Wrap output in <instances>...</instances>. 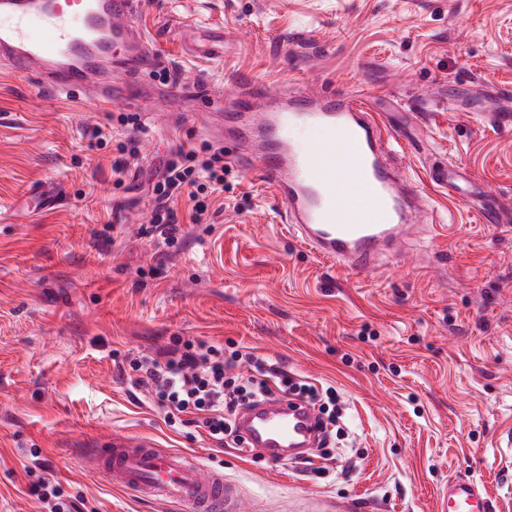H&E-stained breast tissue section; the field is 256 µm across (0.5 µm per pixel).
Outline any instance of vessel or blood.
Wrapping results in <instances>:
<instances>
[{"label":"vessel or blood","instance_id":"b4317fda","mask_svg":"<svg viewBox=\"0 0 512 512\" xmlns=\"http://www.w3.org/2000/svg\"><path fill=\"white\" fill-rule=\"evenodd\" d=\"M137 0H0V68L40 90L78 93L101 110L141 98L155 65ZM263 85L240 89V109L224 131L237 165L258 175L282 202L293 231L317 255L352 272L374 270L398 254L424 215L417 186L387 162L393 139L369 103L343 92L309 89L264 107ZM55 183L33 188L36 210L57 204ZM253 447L296 456L314 447L316 413L305 402L269 398L238 422ZM87 463L143 498L189 512H241L233 488L182 452L127 437L102 442ZM482 484L444 483L437 512H494Z\"/></svg>","mask_w":512,"mask_h":512}]
</instances>
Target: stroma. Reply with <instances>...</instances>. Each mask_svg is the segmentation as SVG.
Masks as SVG:
<instances>
[{
	"instance_id": "35a3bbf8",
	"label": "stroma",
	"mask_w": 512,
	"mask_h": 512,
	"mask_svg": "<svg viewBox=\"0 0 512 512\" xmlns=\"http://www.w3.org/2000/svg\"><path fill=\"white\" fill-rule=\"evenodd\" d=\"M186 17L194 27H180ZM140 20L174 102L146 119L122 185L123 106L97 111L0 70V204L49 180L62 188L55 209L0 220V512H40L28 492L40 474L80 512H181L84 467L80 454L105 435L191 454L223 473L245 512H436L451 477L512 512V466L495 447L512 427V222L482 223L474 204L488 190L512 210V129L491 124L498 103L484 94L512 88V0H141ZM202 29L223 32V58L190 56ZM255 80L274 96L366 93L398 130L395 158L433 226L380 270L353 274L311 252L272 189L232 165L200 223L180 199L183 235L157 245L154 165L224 146L180 93L206 83L231 109ZM446 165L459 171L452 195L431 178ZM179 339L334 387L335 465L318 478L170 426L128 371Z\"/></svg>"
}]
</instances>
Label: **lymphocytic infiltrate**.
<instances>
[{"instance_id": "lymphocytic-infiltrate-1", "label": "lymphocytic infiltrate", "mask_w": 512, "mask_h": 512, "mask_svg": "<svg viewBox=\"0 0 512 512\" xmlns=\"http://www.w3.org/2000/svg\"><path fill=\"white\" fill-rule=\"evenodd\" d=\"M224 190V154L216 151L199 156L196 150H179L166 158L152 184L155 208L152 222L160 230L164 245L178 242L182 229L172 204L178 197L196 200L200 195ZM241 353L224 355L215 346L185 342L165 359L141 357L133 364L134 384L147 390L166 412L193 414L196 426L204 428L215 441L231 439L243 448L236 418L239 409L280 392L316 404L336 402L334 389L318 391L316 387L295 381L279 366H256L253 375L242 378L233 370Z\"/></svg>"}]
</instances>
